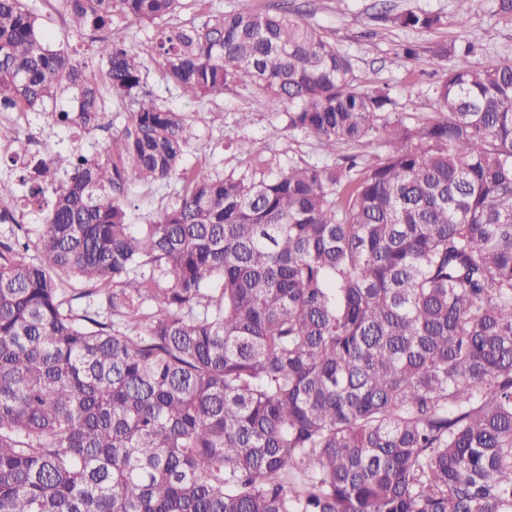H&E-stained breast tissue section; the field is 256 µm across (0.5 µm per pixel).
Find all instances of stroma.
<instances>
[{"instance_id":"35a3bbf8","label":"stroma","mask_w":512,"mask_h":512,"mask_svg":"<svg viewBox=\"0 0 512 512\" xmlns=\"http://www.w3.org/2000/svg\"><path fill=\"white\" fill-rule=\"evenodd\" d=\"M53 0H26L42 18V23L57 44L67 46L74 59L96 66L98 59L90 33H76L66 19L51 7ZM213 8L226 13L242 6L254 12H285L317 26L347 53L355 67L357 82L363 87L390 86L397 101V113L413 121L415 112L410 93L423 91L440 81L442 74L430 65L428 48L437 42L470 43L472 54L451 57L456 67L495 64L512 59V19L500 16L496 0H473L469 11H461L459 0H212ZM408 10L439 14L443 24L431 31L392 26L389 16ZM418 48L417 57L404 60L398 53L402 46ZM147 90L166 98L170 107L185 112L192 126L193 138L187 149L188 164L207 168L224 176L244 173L273 176L293 165L347 166L357 146L344 147L337 155H328L313 135L289 128L285 104L267 99L255 107V87L242 81L224 94L203 101H190L178 92L167 91L157 68H150L144 79ZM249 113L248 123H241L242 113ZM10 133L24 137L35 134L40 141L56 143L54 167L64 170L65 159L74 150L94 157L103 156L110 134L98 131L75 133L73 128L50 125L44 120L9 124ZM181 184L177 177L157 184L137 183L128 193V206L134 223L146 224L175 201Z\"/></svg>"}]
</instances>
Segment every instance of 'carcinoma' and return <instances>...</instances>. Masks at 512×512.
Here are the masks:
<instances>
[{"label": "carcinoma", "mask_w": 512, "mask_h": 512, "mask_svg": "<svg viewBox=\"0 0 512 512\" xmlns=\"http://www.w3.org/2000/svg\"><path fill=\"white\" fill-rule=\"evenodd\" d=\"M54 2L98 34L107 83L0 0V114L88 128L107 85L130 119L60 187L54 144L12 141L51 200L36 259L0 241V512H512V60L451 67L435 44L408 125L310 24L198 0L156 33L166 83L201 101L249 80L329 154L384 147L354 173L223 177L183 163L186 117L141 91L150 53L114 25L185 0ZM65 90L77 108L46 111ZM173 175L175 202L130 223L128 187Z\"/></svg>", "instance_id": "1"}]
</instances>
